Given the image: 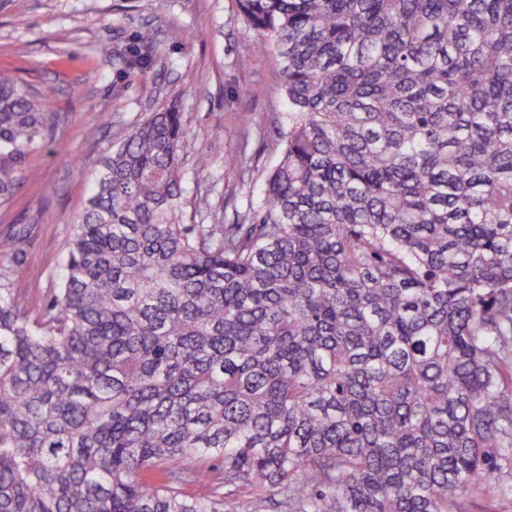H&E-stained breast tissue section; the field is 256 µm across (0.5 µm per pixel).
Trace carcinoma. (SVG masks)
Segmentation results:
<instances>
[{
    "label": "carcinoma",
    "mask_w": 512,
    "mask_h": 512,
    "mask_svg": "<svg viewBox=\"0 0 512 512\" xmlns=\"http://www.w3.org/2000/svg\"><path fill=\"white\" fill-rule=\"evenodd\" d=\"M237 3L288 101L256 204L185 223L172 104L102 158L46 298L0 236V512L512 499V0ZM53 126L0 73L1 207Z\"/></svg>",
    "instance_id": "obj_1"
}]
</instances>
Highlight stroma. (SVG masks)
I'll return each instance as SVG.
<instances>
[{"mask_svg": "<svg viewBox=\"0 0 512 512\" xmlns=\"http://www.w3.org/2000/svg\"><path fill=\"white\" fill-rule=\"evenodd\" d=\"M144 28L156 41L148 72L98 54L103 42L132 45ZM256 40L237 0H9L0 9V71L46 94L55 118L54 141L30 160L38 179L0 207V236L28 232L15 276L31 297L52 288L70 221L112 141L163 105L177 103L186 121L187 200L209 194L228 224L245 211L277 162L266 144L286 110L280 58ZM239 153L253 158L252 172L228 167Z\"/></svg>", "mask_w": 512, "mask_h": 512, "instance_id": "1", "label": "stroma"}]
</instances>
